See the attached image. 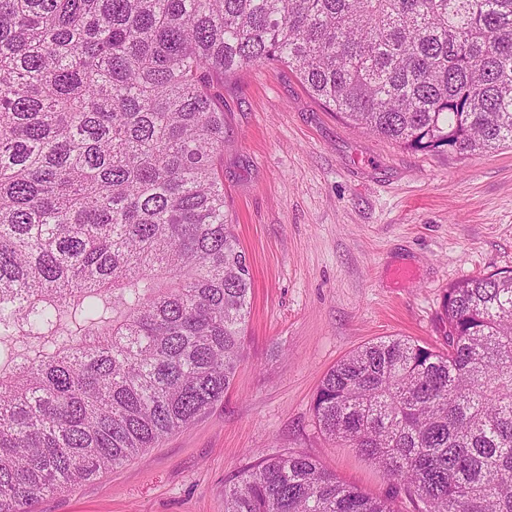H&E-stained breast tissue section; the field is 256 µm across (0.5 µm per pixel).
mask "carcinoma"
<instances>
[{
	"instance_id": "carcinoma-1",
	"label": "carcinoma",
	"mask_w": 512,
	"mask_h": 512,
	"mask_svg": "<svg viewBox=\"0 0 512 512\" xmlns=\"http://www.w3.org/2000/svg\"><path fill=\"white\" fill-rule=\"evenodd\" d=\"M294 70L414 151L512 145V0H0V512L192 424L233 385L251 274L224 201V78ZM443 348L321 380L319 428L423 504L512 512V271L455 283ZM224 512H399L311 456Z\"/></svg>"
}]
</instances>
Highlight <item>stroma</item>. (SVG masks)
<instances>
[{
	"mask_svg": "<svg viewBox=\"0 0 512 512\" xmlns=\"http://www.w3.org/2000/svg\"><path fill=\"white\" fill-rule=\"evenodd\" d=\"M223 94L224 195L252 278L233 386L158 447L30 512H224L226 486L289 451L387 495L381 471L320 431L323 376L385 337L442 347L448 288L512 269V146L404 149L279 65L244 69Z\"/></svg>",
	"mask_w": 512,
	"mask_h": 512,
	"instance_id": "stroma-1",
	"label": "stroma"
}]
</instances>
